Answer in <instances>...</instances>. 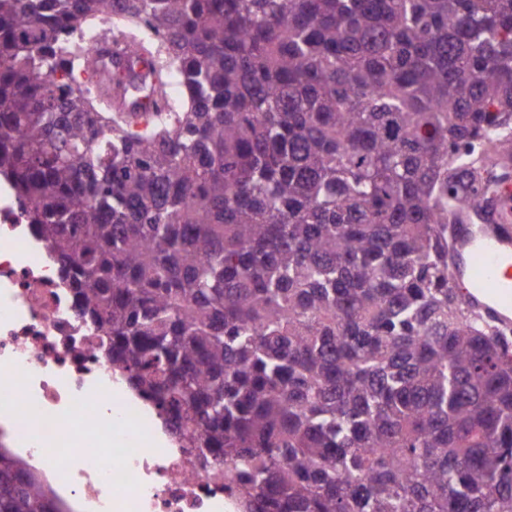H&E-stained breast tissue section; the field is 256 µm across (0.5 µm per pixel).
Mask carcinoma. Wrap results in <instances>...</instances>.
Returning a JSON list of instances; mask_svg holds the SVG:
<instances>
[{
  "label": "carcinoma",
  "mask_w": 512,
  "mask_h": 512,
  "mask_svg": "<svg viewBox=\"0 0 512 512\" xmlns=\"http://www.w3.org/2000/svg\"><path fill=\"white\" fill-rule=\"evenodd\" d=\"M111 37L164 111L81 78ZM509 130L512 0H0V181L239 512H512V333L448 273ZM0 512H60L5 448Z\"/></svg>",
  "instance_id": "1"
}]
</instances>
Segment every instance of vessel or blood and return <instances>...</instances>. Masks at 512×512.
I'll return each mask as SVG.
<instances>
[{
  "label": "vessel or blood",
  "instance_id": "b4317fda",
  "mask_svg": "<svg viewBox=\"0 0 512 512\" xmlns=\"http://www.w3.org/2000/svg\"><path fill=\"white\" fill-rule=\"evenodd\" d=\"M449 275L465 284L466 304L512 324V184L458 210Z\"/></svg>",
  "mask_w": 512,
  "mask_h": 512
}]
</instances>
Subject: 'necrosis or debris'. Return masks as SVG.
Returning a JSON list of instances; mask_svg holds the SVG:
<instances>
[{
	"instance_id": "4bbe7bcc",
	"label": "necrosis or debris",
	"mask_w": 512,
	"mask_h": 512,
	"mask_svg": "<svg viewBox=\"0 0 512 512\" xmlns=\"http://www.w3.org/2000/svg\"><path fill=\"white\" fill-rule=\"evenodd\" d=\"M101 342L9 188L0 189V442L67 512H224L223 489L190 451L158 443L140 400L114 399Z\"/></svg>"
}]
</instances>
